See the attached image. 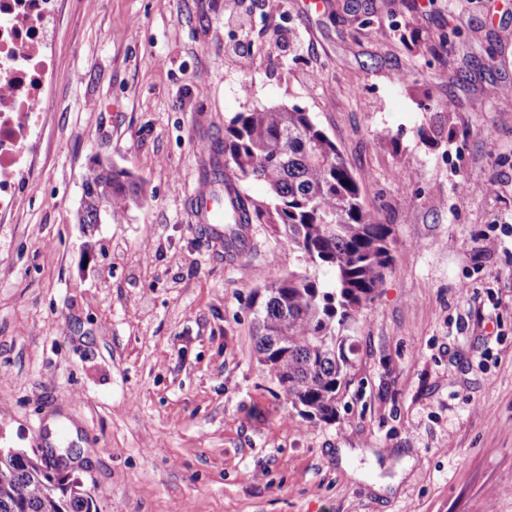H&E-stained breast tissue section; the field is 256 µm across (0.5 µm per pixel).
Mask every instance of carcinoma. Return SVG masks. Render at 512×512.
I'll list each match as a JSON object with an SVG mask.
<instances>
[{"mask_svg": "<svg viewBox=\"0 0 512 512\" xmlns=\"http://www.w3.org/2000/svg\"><path fill=\"white\" fill-rule=\"evenodd\" d=\"M224 157L236 175L214 180L232 203L224 223L274 226L301 266L255 292L257 361L300 416L332 422L356 328L392 261V225L371 214L335 142L296 105L236 113L224 126ZM235 179L263 182L267 200L250 203ZM82 186L80 224L110 222L143 194L130 172L96 160ZM50 469L22 450L0 454V512H92L82 484Z\"/></svg>", "mask_w": 512, "mask_h": 512, "instance_id": "cac0c4a2", "label": "carcinoma"}]
</instances>
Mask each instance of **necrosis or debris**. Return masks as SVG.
Instances as JSON below:
<instances>
[{
  "mask_svg": "<svg viewBox=\"0 0 512 512\" xmlns=\"http://www.w3.org/2000/svg\"><path fill=\"white\" fill-rule=\"evenodd\" d=\"M59 0H0V222L34 181L40 120L56 81L50 25Z\"/></svg>",
  "mask_w": 512,
  "mask_h": 512,
  "instance_id": "4bbe7bcc",
  "label": "necrosis or debris"
}]
</instances>
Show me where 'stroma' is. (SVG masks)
<instances>
[{
    "mask_svg": "<svg viewBox=\"0 0 512 512\" xmlns=\"http://www.w3.org/2000/svg\"><path fill=\"white\" fill-rule=\"evenodd\" d=\"M53 48L0 223V448L63 431L97 512H512V0H61ZM274 105L311 112L393 228L331 423L256 360L287 239L253 225L228 261L192 219L225 124ZM95 158L144 195L88 226Z\"/></svg>",
    "mask_w": 512,
    "mask_h": 512,
    "instance_id": "stroma-1",
    "label": "stroma"
}]
</instances>
